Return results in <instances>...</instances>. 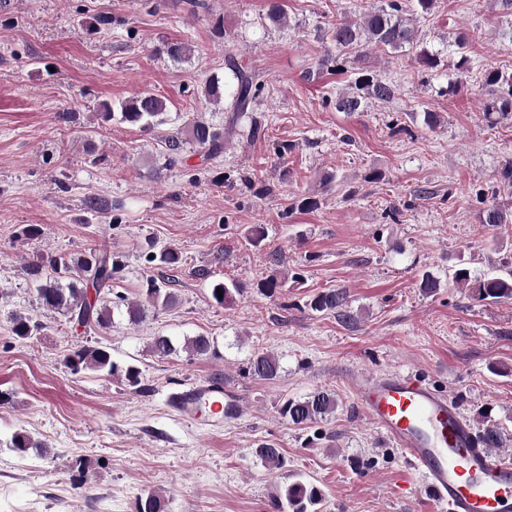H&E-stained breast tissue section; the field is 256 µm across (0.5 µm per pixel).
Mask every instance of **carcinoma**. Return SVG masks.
<instances>
[{
	"label": "carcinoma",
	"mask_w": 512,
	"mask_h": 512,
	"mask_svg": "<svg viewBox=\"0 0 512 512\" xmlns=\"http://www.w3.org/2000/svg\"><path fill=\"white\" fill-rule=\"evenodd\" d=\"M433 0H417V8L412 13H406L403 0H378V5L363 13L361 20L353 21L339 18L329 26V40L332 48L319 61L321 69L341 71L350 62V57L369 45L379 48H389L394 51L405 50L417 46V23L422 14L431 10ZM459 59L454 63L460 75L470 72V60L466 55L467 40L459 37L455 42ZM227 70V80L222 81L213 76L206 82L205 93L213 101L224 98L226 85H232L229 111V125L237 123L238 119L251 111V105L264 89L260 74L240 64L236 58L229 56L224 60ZM483 86L489 89L494 98L488 106L487 115L490 122L512 117V72L486 69L483 72ZM355 91L336 96L335 107L340 112H357L361 100L374 99L386 102L393 98L394 86L372 75H361L354 83ZM120 121L142 128L151 127L156 120L167 111L166 99L155 94L140 95L123 101L119 105ZM188 140H183L181 134L168 138L169 154L166 166L172 167L182 161L184 145L191 143L206 157H217L224 151V132L213 124L197 120L187 130ZM476 200L482 204L479 220L482 224L507 225L512 223V209L487 198L482 191L476 192ZM148 261L173 267L181 263L179 252L174 249H164L148 256ZM53 276L45 278L36 288L39 300L50 310L66 312L70 320L90 329H104L112 324V306H125L126 313L133 323L140 322L146 309L169 308L175 305L176 294L167 288H162L151 282L142 300L128 301L123 296H117V302L101 297V294L112 293V280L122 270V261L112 251L101 248L95 249L72 261L49 260ZM77 272L84 281V287L70 286L64 288L59 279ZM454 281L466 285L474 297L479 300H511L512 271L506 276L484 275L470 280V272L461 268L455 271ZM239 291L235 282L227 284L219 281L211 288L212 300L222 306L228 302L232 294ZM313 312L336 314L338 321L348 324L354 316L348 306V293L344 289H333L319 292L310 296L306 302ZM42 326L31 322L26 317L15 318L13 332L21 339L36 335ZM184 350L192 357L216 356L218 351L215 341L208 336L197 335L185 337L182 347H177L170 336H155L152 338L151 351L158 357H168ZM67 368L74 374L82 371H92L107 377L120 378L128 385L136 387L141 383V372L134 365L122 366L112 359L111 353L99 346H76L65 357ZM249 372L261 380H273L280 372L279 359L265 351L256 353L249 361ZM337 399L335 392L328 389H317L303 399H289L280 409L282 417L294 425H306L334 413ZM255 454L262 465L269 471L282 467L284 457L272 442H262L257 445ZM323 500L322 491L314 484L296 481L285 487L283 494L275 499L274 507L278 512H318L315 506ZM136 512H165V501L158 493H148L137 499Z\"/></svg>",
	"instance_id": "cac0c4a2"
}]
</instances>
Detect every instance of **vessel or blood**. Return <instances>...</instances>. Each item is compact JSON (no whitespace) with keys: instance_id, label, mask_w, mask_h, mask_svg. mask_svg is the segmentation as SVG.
Wrapping results in <instances>:
<instances>
[{"instance_id":"obj_1","label":"vessel or blood","mask_w":512,"mask_h":512,"mask_svg":"<svg viewBox=\"0 0 512 512\" xmlns=\"http://www.w3.org/2000/svg\"><path fill=\"white\" fill-rule=\"evenodd\" d=\"M353 390L361 412L423 477L433 512H512V461L483 445L452 398L398 371L356 377ZM168 402L196 426L240 413L223 381L211 377L171 393Z\"/></svg>"}]
</instances>
